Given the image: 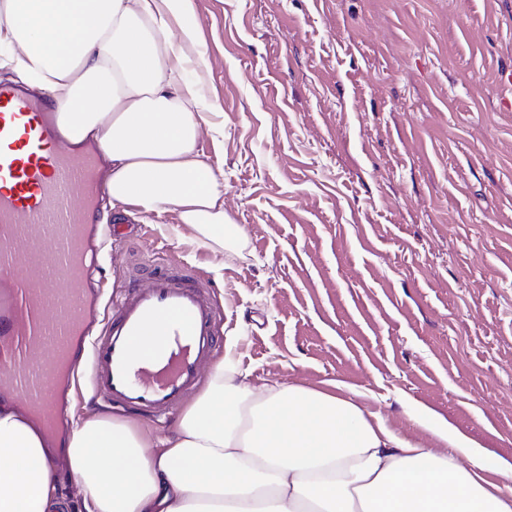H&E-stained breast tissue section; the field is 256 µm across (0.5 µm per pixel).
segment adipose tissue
<instances>
[{"mask_svg": "<svg viewBox=\"0 0 512 512\" xmlns=\"http://www.w3.org/2000/svg\"><path fill=\"white\" fill-rule=\"evenodd\" d=\"M197 42L191 0H0V69L51 96L65 140L96 144L112 207L174 213L217 258H240L224 168L198 148L220 128L185 75L182 49ZM417 421L435 447L338 386L251 388L227 357L166 438L99 414L57 448L5 402L0 512H512V458L432 410Z\"/></svg>", "mask_w": 512, "mask_h": 512, "instance_id": "ef3b65f1", "label": "adipose tissue"}]
</instances>
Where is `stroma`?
Returning a JSON list of instances; mask_svg holds the SVG:
<instances>
[{"label": "stroma", "instance_id": "obj_1", "mask_svg": "<svg viewBox=\"0 0 512 512\" xmlns=\"http://www.w3.org/2000/svg\"><path fill=\"white\" fill-rule=\"evenodd\" d=\"M245 258L117 216L119 287L210 281L245 384L342 383L398 435L430 408L512 457V0H194Z\"/></svg>", "mask_w": 512, "mask_h": 512}]
</instances>
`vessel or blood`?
<instances>
[{
	"label": "vessel or blood",
	"mask_w": 512,
	"mask_h": 512,
	"mask_svg": "<svg viewBox=\"0 0 512 512\" xmlns=\"http://www.w3.org/2000/svg\"><path fill=\"white\" fill-rule=\"evenodd\" d=\"M56 113L23 87L0 84V376L5 397L67 426L72 383L53 384L66 360L108 408L166 420L224 345V323L208 284L192 269L153 265L99 320L93 271L110 221L96 149L56 147ZM163 325L167 342L136 360L133 343Z\"/></svg>",
	"instance_id": "b4317fda"
}]
</instances>
